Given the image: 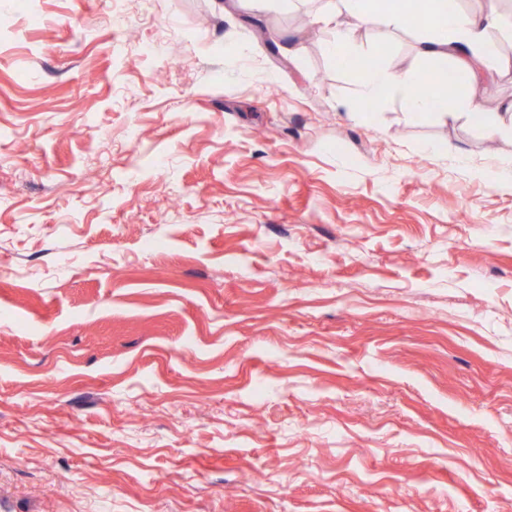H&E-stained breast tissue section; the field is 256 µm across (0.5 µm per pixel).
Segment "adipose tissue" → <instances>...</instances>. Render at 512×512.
I'll return each mask as SVG.
<instances>
[{"mask_svg":"<svg viewBox=\"0 0 512 512\" xmlns=\"http://www.w3.org/2000/svg\"><path fill=\"white\" fill-rule=\"evenodd\" d=\"M348 12L366 25L373 21L376 10H385L391 21L397 22L404 15L422 12L429 18V33L418 45L421 57L438 64L456 59L457 68L451 70L453 80L472 82L475 71L469 58L480 60L495 56L496 46L490 41L491 31L500 29L504 19L498 0H487L483 11L476 16L449 10L448 0H344ZM450 79V80H451Z\"/></svg>","mask_w":512,"mask_h":512,"instance_id":"ef3b65f1","label":"adipose tissue"}]
</instances>
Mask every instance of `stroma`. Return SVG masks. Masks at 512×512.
<instances>
[{"label": "stroma", "mask_w": 512, "mask_h": 512, "mask_svg": "<svg viewBox=\"0 0 512 512\" xmlns=\"http://www.w3.org/2000/svg\"><path fill=\"white\" fill-rule=\"evenodd\" d=\"M342 7L0 0V512H512V31ZM449 0H343L348 12L359 22L367 25L374 20L376 10H386V15L394 23H398L405 14H411L410 24L417 29L426 28V21L420 11L429 18L427 26L429 34L419 42L418 54L439 64L436 68L443 75L437 83V90L430 96L422 97L433 91L436 75L433 72L425 74L414 87L416 97L412 106L417 112L439 111L445 118L453 120L461 114L464 107L475 111L472 101L464 102L457 95H448L447 89L455 94L460 92V86L467 85L472 97H479L480 86L467 84L475 79V71L470 67L466 58L480 60L496 55V46L490 41L489 33L500 29L504 19L498 8L497 0H488L483 11L477 16L448 11L456 8ZM414 13V14H412ZM448 57L459 62V66L449 74L452 79L462 80L457 84L448 78ZM448 79V87H447ZM356 82L361 96L366 99L384 96L402 82L376 65L361 67L357 71Z\"/></svg>", "instance_id": "1"}]
</instances>
